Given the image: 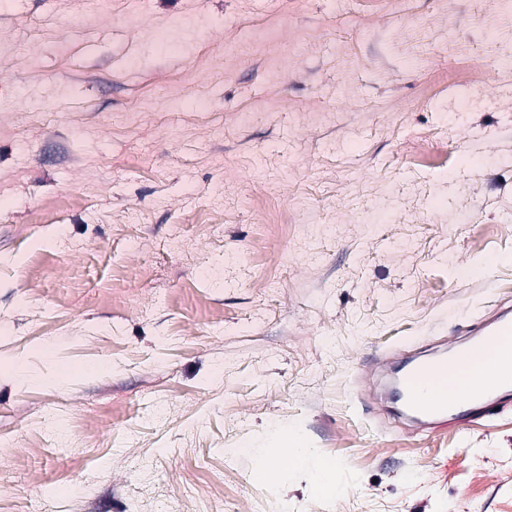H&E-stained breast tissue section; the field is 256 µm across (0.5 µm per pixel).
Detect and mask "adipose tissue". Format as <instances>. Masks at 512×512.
Here are the masks:
<instances>
[{
    "mask_svg": "<svg viewBox=\"0 0 512 512\" xmlns=\"http://www.w3.org/2000/svg\"><path fill=\"white\" fill-rule=\"evenodd\" d=\"M251 454L253 473L259 480L276 482L288 474L305 471L311 477V487L315 492L335 495L341 490L335 461L304 449L291 428H280L266 447L252 449Z\"/></svg>",
    "mask_w": 512,
    "mask_h": 512,
    "instance_id": "obj_1",
    "label": "adipose tissue"
}]
</instances>
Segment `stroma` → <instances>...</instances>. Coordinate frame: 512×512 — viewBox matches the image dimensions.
Here are the masks:
<instances>
[{
    "mask_svg": "<svg viewBox=\"0 0 512 512\" xmlns=\"http://www.w3.org/2000/svg\"><path fill=\"white\" fill-rule=\"evenodd\" d=\"M1 44L0 363L42 379L0 378V512H156L189 481L188 512H512V403L417 428L394 385L512 308V68L494 107L418 101L511 52L512 11L0 0ZM279 426L341 495L255 480L233 448Z\"/></svg>",
    "mask_w": 512,
    "mask_h": 512,
    "instance_id": "obj_1",
    "label": "stroma"
}]
</instances>
